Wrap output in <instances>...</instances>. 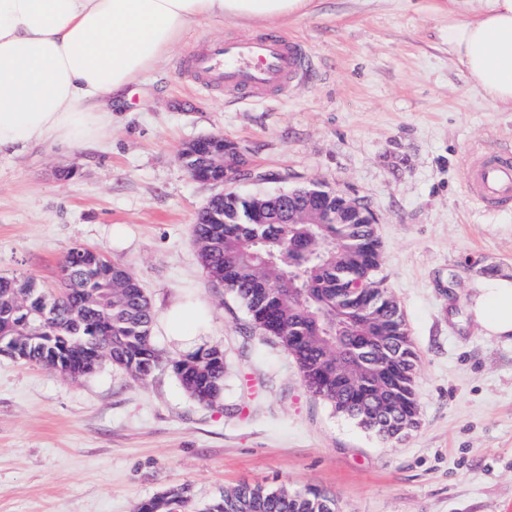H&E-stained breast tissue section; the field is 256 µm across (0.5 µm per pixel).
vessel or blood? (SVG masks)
<instances>
[{"mask_svg": "<svg viewBox=\"0 0 512 512\" xmlns=\"http://www.w3.org/2000/svg\"><path fill=\"white\" fill-rule=\"evenodd\" d=\"M308 57L304 45L285 34L227 38L191 54L187 69L202 89L221 90L242 99L287 93L302 74ZM466 191L485 208L512 202V157L484 155L469 161Z\"/></svg>", "mask_w": 512, "mask_h": 512, "instance_id": "1", "label": "vessel or blood"}]
</instances>
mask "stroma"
Returning <instances> with one entry per match:
<instances>
[{"label": "stroma", "mask_w": 512, "mask_h": 512, "mask_svg": "<svg viewBox=\"0 0 512 512\" xmlns=\"http://www.w3.org/2000/svg\"><path fill=\"white\" fill-rule=\"evenodd\" d=\"M274 29L311 62L286 96L198 90L189 53L262 32L204 21L84 148L0 154V276L53 287L70 248L101 251L145 289L161 357L137 382L108 362L73 380L0 355V512H138L180 486L183 512H202L240 483L318 487L342 512H512V343L479 335L467 312L485 276L512 272V205L482 208L464 187L469 155L512 152V110L470 89L449 55L448 0H317L314 16ZM212 133L261 174L234 183L239 194L315 184L373 211L375 278L420 355V423L401 441L310 394L294 359L209 281L192 224L223 188L192 179L178 151ZM183 302L205 310L201 345L224 347L215 406L171 368L185 348L162 317Z\"/></svg>", "instance_id": "35a3bbf8"}]
</instances>
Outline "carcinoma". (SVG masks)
I'll list each match as a JSON object with an SVG mask.
<instances>
[{
  "label": "carcinoma",
  "mask_w": 512,
  "mask_h": 512,
  "mask_svg": "<svg viewBox=\"0 0 512 512\" xmlns=\"http://www.w3.org/2000/svg\"><path fill=\"white\" fill-rule=\"evenodd\" d=\"M275 199L214 197L193 225L210 249L206 274L222 273L224 291L247 310L252 325L274 338L296 361L306 389L336 413L386 441L418 426L419 354L399 304L373 273L381 243L373 224H211L209 212L231 217L247 209L276 217ZM81 268L61 265V287L40 288L52 322L36 315L0 335L20 350L21 362L48 370L71 367L72 378L108 361L135 381L159 362L151 335L150 303L127 267L86 252ZM111 337L94 361L79 348L86 336ZM184 391L211 406L224 396L226 367L220 344L172 361ZM187 488L144 501L139 512H181ZM203 512H341L336 497L316 487L238 485L220 492Z\"/></svg>",
  "instance_id": "carcinoma-1"
}]
</instances>
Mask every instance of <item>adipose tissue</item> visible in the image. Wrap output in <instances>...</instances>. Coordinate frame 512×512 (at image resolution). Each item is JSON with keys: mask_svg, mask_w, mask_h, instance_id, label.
Wrapping results in <instances>:
<instances>
[{"mask_svg": "<svg viewBox=\"0 0 512 512\" xmlns=\"http://www.w3.org/2000/svg\"><path fill=\"white\" fill-rule=\"evenodd\" d=\"M314 0H0V153L40 142L76 148L112 124V106L205 20L312 16ZM448 51L469 84L512 110V0H448ZM476 331L512 340V276L470 298Z\"/></svg>", "mask_w": 512, "mask_h": 512, "instance_id": "obj_1", "label": "adipose tissue"}]
</instances>
